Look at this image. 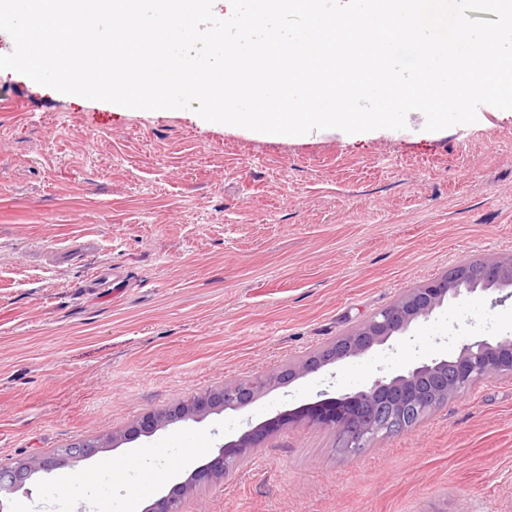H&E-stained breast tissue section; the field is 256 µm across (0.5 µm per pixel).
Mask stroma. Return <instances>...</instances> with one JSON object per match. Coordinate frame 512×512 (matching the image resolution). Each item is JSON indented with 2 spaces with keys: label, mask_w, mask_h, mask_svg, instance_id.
I'll list each match as a JSON object with an SVG mask.
<instances>
[{
  "label": "stroma",
  "mask_w": 512,
  "mask_h": 512,
  "mask_svg": "<svg viewBox=\"0 0 512 512\" xmlns=\"http://www.w3.org/2000/svg\"><path fill=\"white\" fill-rule=\"evenodd\" d=\"M0 465L108 437L143 414L321 348L467 261L512 256V114L432 132L265 138L188 109L139 112L0 73ZM91 236L78 263L45 253ZM119 266L125 287H94ZM512 336L502 292L448 301L365 354L252 405L35 475L5 512L147 508L217 446L280 412ZM151 449L153 479L141 452ZM125 463L97 473L100 458ZM512 512V379L476 384L365 453L296 421L183 512Z\"/></svg>",
  "instance_id": "stroma-1"
}]
</instances>
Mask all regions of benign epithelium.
<instances>
[{"instance_id":"benign-epithelium-1","label":"benign epithelium","mask_w":512,"mask_h":512,"mask_svg":"<svg viewBox=\"0 0 512 512\" xmlns=\"http://www.w3.org/2000/svg\"><path fill=\"white\" fill-rule=\"evenodd\" d=\"M512 288V257L485 259L456 266L423 285L411 288L398 300L366 323L336 337L325 348L302 356L279 369L253 380L230 379L218 388L196 394L188 400L144 414L137 422L110 438H94L69 446L53 457L22 458L0 467V493L22 487L39 473L48 474L70 462L92 457L102 448H115L176 421L200 422L213 413L243 409L272 388L318 372L337 361L358 357L412 323L430 315L450 298L479 290ZM488 378H512V336L472 340L456 356L424 362L405 373L374 380L354 394L329 397L307 405L297 418L308 425L332 432L341 447L357 455L382 432L406 429L404 416L414 411L428 413ZM278 414L218 447L216 455L187 480L175 484L156 499L145 512H180L181 503L196 483L221 479L234 473L266 439L296 418Z\"/></svg>"}]
</instances>
